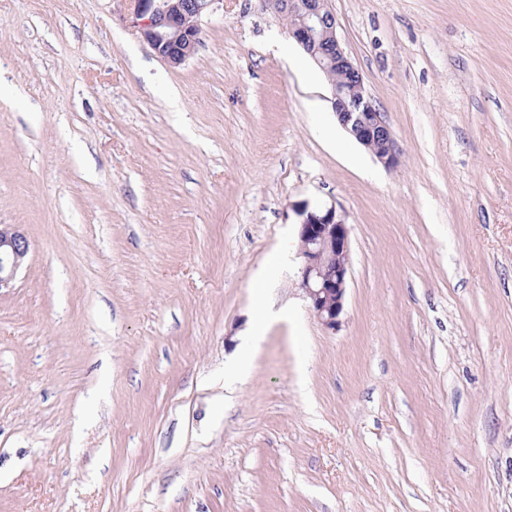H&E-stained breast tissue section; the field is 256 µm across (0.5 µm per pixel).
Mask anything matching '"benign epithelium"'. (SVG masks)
Instances as JSON below:
<instances>
[{"mask_svg": "<svg viewBox=\"0 0 512 512\" xmlns=\"http://www.w3.org/2000/svg\"><path fill=\"white\" fill-rule=\"evenodd\" d=\"M127 21L152 51L176 68L200 44L199 21L223 0H133ZM262 10L289 16L288 35L331 80V106L340 125L386 169L398 165L399 150L381 112L366 93L359 69L343 50L328 0H260ZM299 217L298 285L311 314L327 331L341 326L350 275V228L336 207H295ZM30 243L12 224H0V289L8 287L25 263Z\"/></svg>", "mask_w": 512, "mask_h": 512, "instance_id": "benign-epithelium-1", "label": "benign epithelium"}]
</instances>
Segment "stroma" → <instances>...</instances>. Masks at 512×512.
<instances>
[{
  "instance_id": "obj_1",
  "label": "stroma",
  "mask_w": 512,
  "mask_h": 512,
  "mask_svg": "<svg viewBox=\"0 0 512 512\" xmlns=\"http://www.w3.org/2000/svg\"><path fill=\"white\" fill-rule=\"evenodd\" d=\"M328 5L396 168L258 0L177 68L126 0H0V512H512V0ZM302 202L350 226L333 333ZM29 250L28 239L13 224H0V290L16 278Z\"/></svg>"
}]
</instances>
